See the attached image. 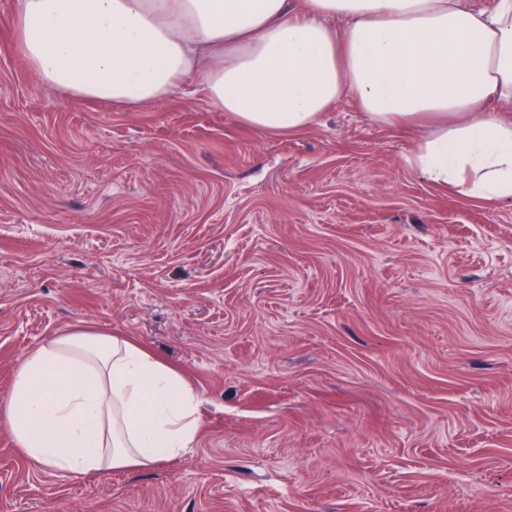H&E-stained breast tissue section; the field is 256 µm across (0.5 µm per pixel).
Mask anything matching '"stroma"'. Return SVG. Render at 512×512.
Here are the masks:
<instances>
[{
	"instance_id": "stroma-1",
	"label": "stroma",
	"mask_w": 512,
	"mask_h": 512,
	"mask_svg": "<svg viewBox=\"0 0 512 512\" xmlns=\"http://www.w3.org/2000/svg\"><path fill=\"white\" fill-rule=\"evenodd\" d=\"M408 156L352 97L270 134L195 78L136 111L43 88L0 0V404L86 326L202 398L192 448L100 480L0 416V512H512V205Z\"/></svg>"
}]
</instances>
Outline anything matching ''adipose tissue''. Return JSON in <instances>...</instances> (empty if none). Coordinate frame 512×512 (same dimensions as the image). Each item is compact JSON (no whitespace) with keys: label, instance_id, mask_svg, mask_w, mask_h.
I'll return each mask as SVG.
<instances>
[{"label":"adipose tissue","instance_id":"ef3b65f1","mask_svg":"<svg viewBox=\"0 0 512 512\" xmlns=\"http://www.w3.org/2000/svg\"><path fill=\"white\" fill-rule=\"evenodd\" d=\"M15 27L42 87L137 110L198 75L266 133L351 96L373 122L429 128L408 157L428 181L512 203V0H17ZM200 403L141 343L83 328L25 357L4 409L29 460L101 476L180 457Z\"/></svg>","mask_w":512,"mask_h":512}]
</instances>
